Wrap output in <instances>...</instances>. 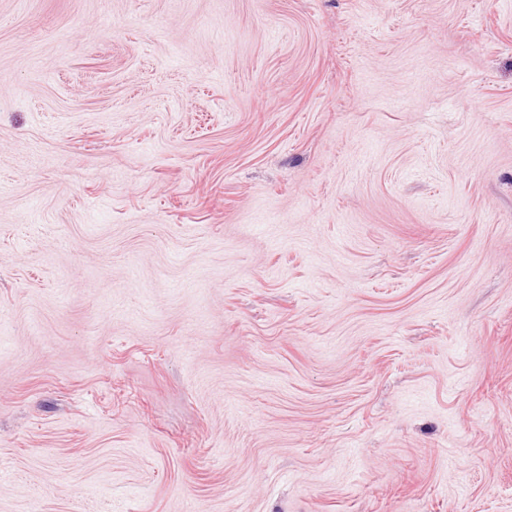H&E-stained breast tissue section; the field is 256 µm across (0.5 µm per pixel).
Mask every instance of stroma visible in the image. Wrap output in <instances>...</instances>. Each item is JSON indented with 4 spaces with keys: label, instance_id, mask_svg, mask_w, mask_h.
<instances>
[{
    "label": "stroma",
    "instance_id": "obj_1",
    "mask_svg": "<svg viewBox=\"0 0 512 512\" xmlns=\"http://www.w3.org/2000/svg\"><path fill=\"white\" fill-rule=\"evenodd\" d=\"M0 512H512V0H0Z\"/></svg>",
    "mask_w": 512,
    "mask_h": 512
}]
</instances>
